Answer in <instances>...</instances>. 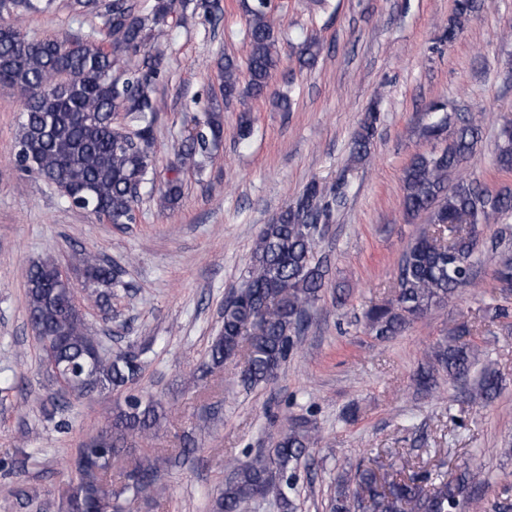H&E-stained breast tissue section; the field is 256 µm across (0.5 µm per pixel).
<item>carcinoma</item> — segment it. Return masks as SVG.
Returning <instances> with one entry per match:
<instances>
[{
    "label": "carcinoma",
    "mask_w": 512,
    "mask_h": 512,
    "mask_svg": "<svg viewBox=\"0 0 512 512\" xmlns=\"http://www.w3.org/2000/svg\"><path fill=\"white\" fill-rule=\"evenodd\" d=\"M54 0H0V85L22 97L23 119L16 136L15 161L53 186L70 207L94 214L109 224L136 223L141 190L154 183V124L164 102L154 83L163 58L146 49L165 35L173 0H154L143 13L140 0H70L80 16L100 20V41L46 38L32 41L18 24L19 17L49 9ZM479 9L477 0H456L454 21L446 27L448 42L463 34L464 23ZM249 53L247 82L240 65L224 58L220 65V95L211 112L174 148L176 166L191 168L196 157L224 135L221 112L236 103L246 106L267 88L280 62L279 31L268 0L245 4ZM320 42L304 40L299 62L315 63ZM432 121L421 137L445 142L442 148L416 153L403 169V208L407 215L428 214L429 229L407 246L398 265L393 298L365 313L367 330L381 339L401 335L414 320L448 305L458 289L473 282V268L483 228L497 225L496 244L512 237V193H491L471 178L451 179L481 145V122L472 113L452 116L434 103ZM124 115L136 124L132 132L114 117ZM377 112L370 109L351 141L350 162L364 165L371 155ZM493 165L512 171V121L499 129ZM348 172L325 185L310 181L294 202L263 225L246 269L247 284L224 300L222 326L211 338L205 367L213 372L224 361L245 356L240 383L250 389L271 380L297 345L310 312L320 300L329 266L315 257L316 247L336 210L348 197ZM182 185L164 182L159 206L177 204ZM84 287L94 302L109 305L112 289L122 285L119 271L96 255L83 257ZM498 288L512 294V259L499 258ZM75 291L63 280L51 257L32 264L26 275V309L36 327L52 380L68 384L78 398L103 393L120 397L104 426L67 462L71 470L69 498L62 512H130L131 504L152 500L165 490L156 459L142 456L123 475L120 490H112V462L125 451L127 440L157 433L166 421L161 403L144 397L138 386L144 361L127 353L103 355L89 363L90 348L102 339L75 304ZM473 329L463 322L449 340L432 352V365L420 373L416 386L428 391L435 374L448 380L466 379L478 360ZM501 391L498 373L481 369L467 399L486 404ZM319 430L310 420L295 421L281 431L274 448L260 459L230 464L232 476L209 504V512H251L271 500L281 512H292L297 470ZM488 478L480 467L435 482L423 472L408 479H389L379 471L351 462L336 477V496L330 512H462L478 504L474 491Z\"/></svg>",
    "instance_id": "obj_1"
}]
</instances>
